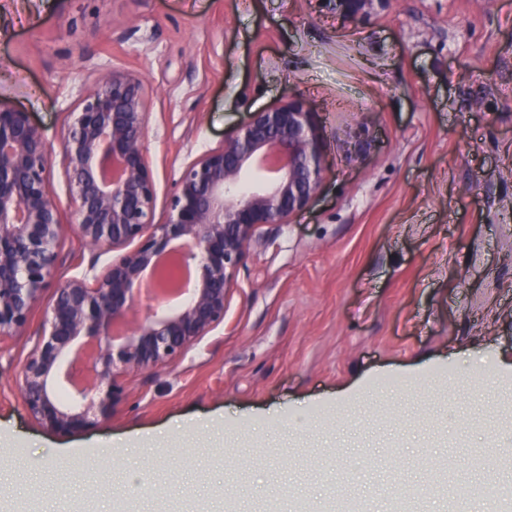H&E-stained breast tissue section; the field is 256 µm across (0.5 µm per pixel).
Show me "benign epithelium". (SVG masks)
<instances>
[{"label": "benign epithelium", "mask_w": 512, "mask_h": 512, "mask_svg": "<svg viewBox=\"0 0 512 512\" xmlns=\"http://www.w3.org/2000/svg\"><path fill=\"white\" fill-rule=\"evenodd\" d=\"M390 2L328 0L354 24ZM147 99L141 77L103 68L69 114L60 153L72 228L110 254L103 267L80 261L83 270L69 276L57 274L65 224L50 145L29 113L0 103V341L24 335L45 306L18 387L33 418L57 432L109 417L124 384L224 324L256 230L287 223L323 180L311 113L290 100L252 113L187 164L156 222Z\"/></svg>", "instance_id": "benign-epithelium-1"}]
</instances>
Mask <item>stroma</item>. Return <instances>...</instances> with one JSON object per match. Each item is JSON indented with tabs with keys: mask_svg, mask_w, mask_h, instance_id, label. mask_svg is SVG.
I'll return each instance as SVG.
<instances>
[{
	"mask_svg": "<svg viewBox=\"0 0 512 512\" xmlns=\"http://www.w3.org/2000/svg\"><path fill=\"white\" fill-rule=\"evenodd\" d=\"M148 86L157 216L183 167L292 97L324 167L258 229L224 325L65 434L24 405L32 339L0 342V512H118L148 475L203 512L337 493L392 512L449 469L512 485V0H392L354 25L324 0H0V101L51 146L104 67Z\"/></svg>",
	"mask_w": 512,
	"mask_h": 512,
	"instance_id": "35a3bbf8",
	"label": "stroma"
}]
</instances>
